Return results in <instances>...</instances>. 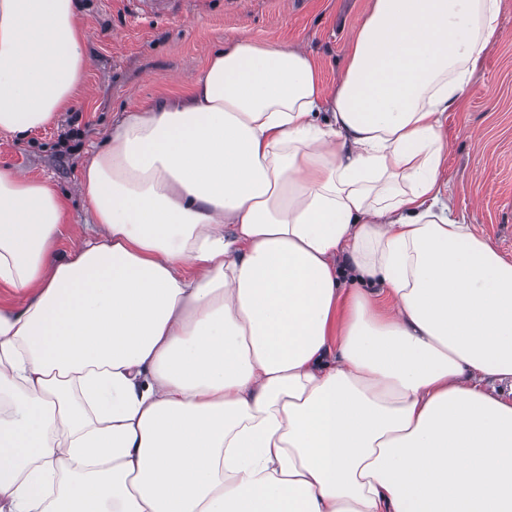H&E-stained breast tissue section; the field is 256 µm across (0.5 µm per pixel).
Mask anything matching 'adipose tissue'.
I'll return each mask as SVG.
<instances>
[{
    "label": "adipose tissue",
    "instance_id": "obj_1",
    "mask_svg": "<svg viewBox=\"0 0 512 512\" xmlns=\"http://www.w3.org/2000/svg\"><path fill=\"white\" fill-rule=\"evenodd\" d=\"M500 0H374L332 96L214 50L116 116L94 222L0 171V512H512V262L438 182ZM74 0H0V132L55 120Z\"/></svg>",
    "mask_w": 512,
    "mask_h": 512
}]
</instances>
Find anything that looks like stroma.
<instances>
[{"mask_svg":"<svg viewBox=\"0 0 512 512\" xmlns=\"http://www.w3.org/2000/svg\"><path fill=\"white\" fill-rule=\"evenodd\" d=\"M372 0H188L153 19L134 0H76L91 60L83 85L51 125L27 136L0 133V170L49 182L63 195L66 237L90 223L81 191L88 158L118 112L186 98L212 48L246 37L309 52L325 94L339 85L355 30ZM501 38L483 53L458 111L439 172L457 215L512 261V0H501ZM78 122H71V115Z\"/></svg>","mask_w":512,"mask_h":512,"instance_id":"obj_1","label":"stroma"}]
</instances>
